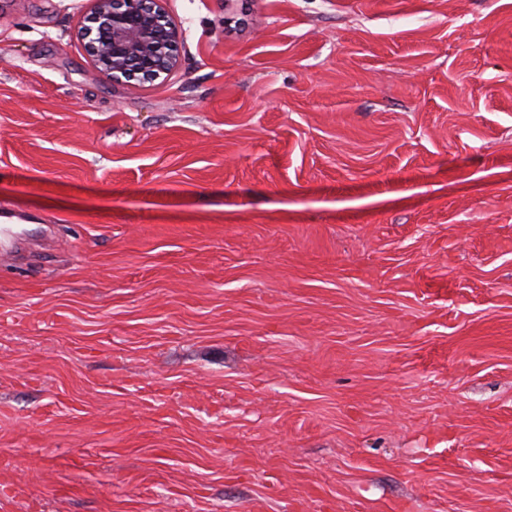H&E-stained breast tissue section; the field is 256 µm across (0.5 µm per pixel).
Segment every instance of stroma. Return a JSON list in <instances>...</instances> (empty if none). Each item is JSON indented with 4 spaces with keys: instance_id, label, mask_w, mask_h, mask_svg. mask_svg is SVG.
Instances as JSON below:
<instances>
[{
    "instance_id": "1",
    "label": "stroma",
    "mask_w": 512,
    "mask_h": 512,
    "mask_svg": "<svg viewBox=\"0 0 512 512\" xmlns=\"http://www.w3.org/2000/svg\"><path fill=\"white\" fill-rule=\"evenodd\" d=\"M0 0V512H512V0ZM80 38L85 55L108 81L146 84L179 65L184 31L163 0H90Z\"/></svg>"
}]
</instances>
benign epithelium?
Returning a JSON list of instances; mask_svg holds the SVG:
<instances>
[{
	"mask_svg": "<svg viewBox=\"0 0 512 512\" xmlns=\"http://www.w3.org/2000/svg\"><path fill=\"white\" fill-rule=\"evenodd\" d=\"M80 38L85 55L108 81L146 84L179 65L184 31L164 0H90Z\"/></svg>",
	"mask_w": 512,
	"mask_h": 512,
	"instance_id": "benign-epithelium-1",
	"label": "benign epithelium"
}]
</instances>
